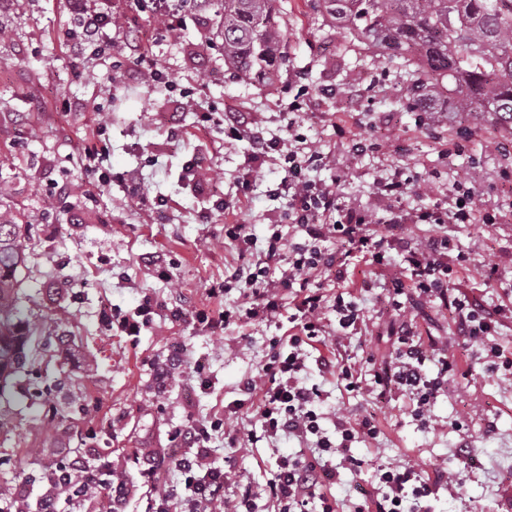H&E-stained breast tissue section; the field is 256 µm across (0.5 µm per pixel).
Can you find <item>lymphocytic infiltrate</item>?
<instances>
[{"mask_svg":"<svg viewBox=\"0 0 512 512\" xmlns=\"http://www.w3.org/2000/svg\"><path fill=\"white\" fill-rule=\"evenodd\" d=\"M112 0H69L74 35L71 48L75 54H105L112 46L110 29L116 22ZM109 145L106 137L96 133L86 142L80 163L92 181L85 190V200H95L101 188L112 182L136 183L135 174L112 173L109 167ZM280 190L286 199L285 218L299 233L296 241H286L280 230H273L264 242H257L247 224H228L224 237L239 253L240 264L225 277L223 283L209 290L212 297L223 296L237 289L240 302L230 308L201 309L193 319L208 335L223 339L229 325L247 327L256 322H274L282 315L283 298L291 296L295 312L291 316L293 331L287 339L275 340L273 350L257 372L241 383L243 397L226 406L222 416L209 424L188 420L170 435L180 455L164 461L163 468L177 472L179 487L162 483L159 470L142 469L143 484L150 487L152 502L149 512H251V494L243 492L239 499L228 500L224 487L230 476L208 462V444L213 435H223L229 447L245 448L259 439L293 437L314 445L312 455L282 459L266 484L270 502L278 512H309L311 500H319L320 512H337L335 499L319 496L322 486L333 480L331 456L338 448H349L355 439H376L378 429L368 419L354 423L337 418L336 428L341 444H333L323 435L321 417L314 405L321 395L318 385L308 384L301 373L305 367L306 346L320 337L356 325L359 314L346 303L342 292L348 288L357 262L377 270L397 264L398 273L391 277L387 296L395 313L401 314L396 334L398 347L394 365L397 383L407 392L416 417L425 418L437 397L443 392L449 373L456 362L441 357L435 373L425 369V350L416 339L413 324L404 320L403 296L435 298L451 312L457 332L467 343L483 347L487 359L512 368V357L503 346L490 342L497 324L494 313L487 311L478 299H460L453 284L468 269L469 259L457 255L448 262L451 248L448 227L452 224H505L512 216L500 208L483 204L475 178H455L445 204L424 208L413 215L389 210L386 218L375 219L372 212L343 206L333 185L311 179L312 171L325 166L328 160L317 146L298 145L289 141L283 156ZM407 222L428 225L425 233L405 234L401 239L400 260L392 262L390 231ZM340 241L342 253L327 252L325 244ZM336 288L335 297H328V288ZM334 305L335 323L325 317L327 305ZM108 461H93L76 455L67 457L59 467L58 491L44 493L38 501V512H61V491H68L74 501H81V489L92 490L106 482L105 494L111 502L125 500L130 492L127 483L112 479ZM380 498L357 506L356 512H406V500L429 497L435 482L457 481L459 473L439 467L433 482L421 480L409 464L387 465L377 474Z\"/></svg>","mask_w":512,"mask_h":512,"instance_id":"obj_1","label":"lymphocytic infiltrate"}]
</instances>
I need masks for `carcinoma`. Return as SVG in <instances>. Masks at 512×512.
<instances>
[{
    "mask_svg": "<svg viewBox=\"0 0 512 512\" xmlns=\"http://www.w3.org/2000/svg\"><path fill=\"white\" fill-rule=\"evenodd\" d=\"M220 23L224 67L242 78H271L288 61V32L278 22V0H210ZM317 12L344 30L372 59L400 60L405 95L398 103L414 112L497 116L512 130V0H314ZM21 225L0 219V400L11 394L15 375H29L28 394L46 425L65 411L92 424L89 396L55 402L37 364L41 330L16 306L17 272L25 264ZM0 498L18 510L30 504L0 485Z\"/></svg>",
    "mask_w": 512,
    "mask_h": 512,
    "instance_id": "obj_1",
    "label": "carcinoma"
}]
</instances>
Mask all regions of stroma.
Instances as JSON below:
<instances>
[{
  "instance_id": "obj_1",
  "label": "stroma",
  "mask_w": 512,
  "mask_h": 512,
  "mask_svg": "<svg viewBox=\"0 0 512 512\" xmlns=\"http://www.w3.org/2000/svg\"><path fill=\"white\" fill-rule=\"evenodd\" d=\"M279 22L288 31V62L275 84L230 76L212 24L190 15L183 30L158 36V25L140 12L135 0H112V10L127 17L129 27L114 39L112 53L128 75L109 81L108 62L96 56L74 61L63 33L72 17L68 0H0V178L11 190L0 197V215L28 226L27 262L19 269L17 296L31 322L43 325L51 346L41 360L48 382L81 381L98 404L100 452L109 455L114 473L132 489L123 512H145L149 491L140 469L162 455L168 435L188 418L204 420L241 398L242 378L267 359L274 339L287 335V319L229 327L223 342L212 340L190 321L155 319L139 336L107 328L103 309L129 313L144 295L168 304L212 308L236 304L237 291L223 300L210 298L211 285L223 280L227 267L238 264L233 245L211 249L228 224H248L265 238L284 224L285 201L274 196L282 177L272 158L250 162L248 140L227 137L223 126L200 127L198 112H238L269 139L296 133L329 153L331 161L315 179L336 182L343 204L375 212L385 209L376 196L379 179L433 178L450 189L456 174L472 173L489 204L512 211V197L500 188L512 180V157L485 152L486 141L512 138V132L490 117L459 114L440 128L420 123L419 115L391 106L402 96L405 74L397 62L365 59L359 47L338 33L310 7L309 0H279ZM148 58H141V45ZM168 70L188 88V96L154 88L150 63ZM99 73L96 81L85 71ZM206 82H199V73ZM109 120L113 171L138 175L142 205L128 202L123 184L103 190L96 206L83 205L88 179L79 157L86 138L101 120ZM469 132L461 149H451L458 128ZM381 145L378 153L354 154V140ZM210 166L215 197L192 191L184 178L188 161ZM60 192L54 217H46L47 194ZM441 195L403 199V213L443 203ZM164 200L169 222L153 220L148 204ZM454 250L466 254L469 274L455 283L458 293L475 296L488 306L504 305L493 342L512 349V223L452 224ZM171 261L169 278L158 277L153 259ZM498 268L496 287H486L485 265ZM388 273L365 264L355 269L352 300L364 320L340 339L306 350L307 383L319 385L316 404L321 425L335 436L336 416L370 418L379 429L375 440L353 443L337 454L336 480L324 492L336 498L338 512H354L364 494L378 485L377 470L390 462L416 464L421 477L434 465L460 472L461 485L437 483L425 499L429 512H512V375L488 362L458 336L449 311L440 301L416 299L407 305L416 335L447 348L457 368L430 411L428 425L412 416L409 396L390 386H371L373 362L394 351V316L387 304ZM184 346L188 362L203 361L209 377L201 386L193 373L167 388L156 400L153 368L168 355L171 342ZM352 366L362 391L346 390L343 381L321 370L318 359ZM27 374L15 380L14 396L0 404V416L13 420L12 433L0 436V474L30 483L35 494L45 489L40 475L51 469L80 440L81 418L57 420L43 427L23 394ZM469 440V455L459 443ZM210 461L232 471L228 498L252 489V512H271L265 486L284 456L299 455L295 438L259 441L252 448L228 447L213 436ZM36 449L28 458L27 449Z\"/></svg>"
}]
</instances>
